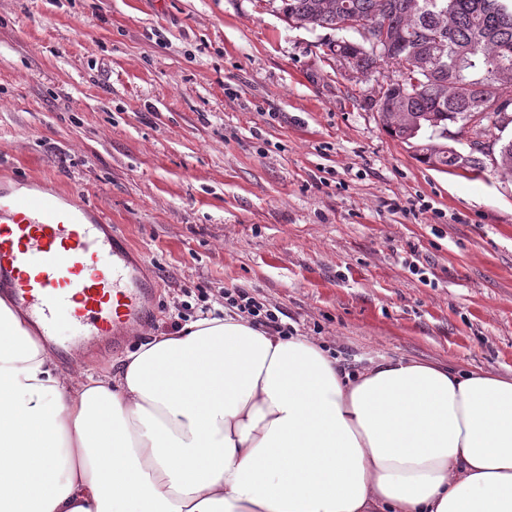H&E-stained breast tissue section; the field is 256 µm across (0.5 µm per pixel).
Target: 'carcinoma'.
Segmentation results:
<instances>
[{"instance_id": "carcinoma-1", "label": "carcinoma", "mask_w": 512, "mask_h": 512, "mask_svg": "<svg viewBox=\"0 0 512 512\" xmlns=\"http://www.w3.org/2000/svg\"><path fill=\"white\" fill-rule=\"evenodd\" d=\"M291 27L354 32L328 38L320 57L356 85L394 140L438 171L483 168L448 146V124L479 136L512 108V0H266ZM496 168L512 173V140Z\"/></svg>"}]
</instances>
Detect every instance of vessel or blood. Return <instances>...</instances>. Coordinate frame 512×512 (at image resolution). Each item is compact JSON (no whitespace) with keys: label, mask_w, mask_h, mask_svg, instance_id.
<instances>
[{"label":"vessel or blood","mask_w":512,"mask_h":512,"mask_svg":"<svg viewBox=\"0 0 512 512\" xmlns=\"http://www.w3.org/2000/svg\"><path fill=\"white\" fill-rule=\"evenodd\" d=\"M151 281L104 214L35 178L0 184V296L61 353L106 352L145 327ZM73 333L60 338V320Z\"/></svg>","instance_id":"b4317fda"}]
</instances>
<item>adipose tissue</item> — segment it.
<instances>
[{
	"label": "adipose tissue",
	"mask_w": 512,
	"mask_h": 512,
	"mask_svg": "<svg viewBox=\"0 0 512 512\" xmlns=\"http://www.w3.org/2000/svg\"><path fill=\"white\" fill-rule=\"evenodd\" d=\"M0 512H512V378L227 315L74 381L0 300Z\"/></svg>",
	"instance_id": "1"
}]
</instances>
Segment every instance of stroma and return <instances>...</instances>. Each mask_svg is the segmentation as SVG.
<instances>
[{"instance_id": "stroma-1", "label": "stroma", "mask_w": 512, "mask_h": 512, "mask_svg": "<svg viewBox=\"0 0 512 512\" xmlns=\"http://www.w3.org/2000/svg\"><path fill=\"white\" fill-rule=\"evenodd\" d=\"M330 35L266 0L0 5V175L97 206L154 283L142 333L62 372L111 376L243 287L357 367L512 377V122L476 143L449 124L485 170L431 169L319 59Z\"/></svg>"}]
</instances>
